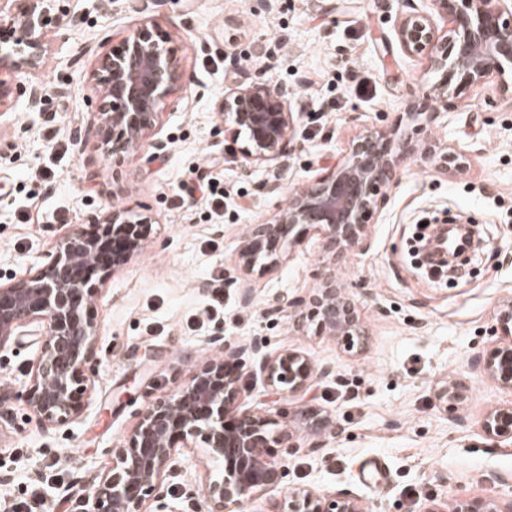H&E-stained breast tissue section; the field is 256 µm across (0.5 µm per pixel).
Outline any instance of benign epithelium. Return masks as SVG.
Instances as JSON below:
<instances>
[{"mask_svg": "<svg viewBox=\"0 0 512 512\" xmlns=\"http://www.w3.org/2000/svg\"><path fill=\"white\" fill-rule=\"evenodd\" d=\"M15 11L0 13V75L36 73L49 50L48 0H12ZM449 18L438 36L433 19L424 13L404 15L397 39L410 55H424L438 79L430 89L437 102L459 99L488 79H499L512 91V0H431ZM168 35L151 21L140 23L119 48L101 54L91 72L95 89L93 121L100 147L116 158L137 152L154 134L170 96L182 85L185 73L165 46ZM32 112L43 111L45 91L38 81L17 87ZM292 91L272 87L238 72L234 87L221 106L224 131L239 145L243 158L265 165L274 178L265 183L273 193L281 188L280 174L288 168ZM400 124L369 128L349 140L336 167L311 185H298L273 217L253 225L238 246L237 265L245 274L276 270L284 261L283 246L315 229L326 239L318 287L310 300L318 327L337 337L354 353L363 352L367 332L355 311L354 293L341 283L337 259L364 249L369 221L386 201L398 173L419 155L448 173L463 172L468 160L435 140L415 141L399 134ZM92 229L72 227L53 252L34 271L0 284V346L21 336L27 327L42 337L32 384L26 401L48 428L77 416L78 392L88 389L94 368L89 366L97 329L85 313L91 296L86 272L98 267L104 274L139 255L149 239L153 215L114 207L91 218ZM112 251V260L104 259ZM493 331L512 337V298L494 308ZM221 355L199 364L189 381L174 394L157 400L140 413L126 443L113 451L112 469L74 500L71 512H146V496L162 487L179 448L202 443L221 475L209 482V512H245L255 493L277 488L281 467L267 456L275 445L293 446L296 432L278 424L258 408L241 403L239 376L228 366L244 365L259 352L253 344L232 345L214 336ZM480 371L512 391V342L498 344L480 355ZM260 370L270 393L303 395L327 368H316L297 352L262 357ZM438 398L453 414L466 398L462 385L451 382ZM296 415L312 436L335 430L329 418L300 401ZM485 436L512 442V406L495 408L482 421ZM282 512H367L357 498L332 496L312 489L288 494ZM453 512H512V499L455 502Z\"/></svg>", "mask_w": 512, "mask_h": 512, "instance_id": "obj_1", "label": "benign epithelium"}]
</instances>
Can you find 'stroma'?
<instances>
[{"label":"stroma","mask_w":512,"mask_h":512,"mask_svg":"<svg viewBox=\"0 0 512 512\" xmlns=\"http://www.w3.org/2000/svg\"><path fill=\"white\" fill-rule=\"evenodd\" d=\"M38 79L43 112L16 102L0 119V283L19 278L51 252L72 226L115 206L149 209L157 219L139 256L116 269L87 304L96 323L92 386L76 419L45 429L25 394L38 357L36 336L0 348V512L41 482L46 512H70L74 499L112 468L145 406L173 393L195 365L219 355L215 332L263 353L293 351L332 371L308 392L311 405L335 419L319 448L297 441L270 454L285 476L259 493L251 512H279L286 492H344L369 512H428L459 498H512V443L485 437L488 411L512 405V392L475 368L477 355L500 343L493 309L512 297V94L489 80L441 108L429 98V59L405 53L400 18L431 12L438 32L446 14L430 0H63ZM171 37L188 81L164 110L154 155L115 162L99 148L88 77L100 54L118 47L143 19ZM262 73L296 94L293 148L279 194L267 193L269 169L248 163L224 136L219 105L231 67ZM404 112H432V136L465 151L466 172L449 175L410 161L371 219L370 245L348 257L340 281L355 290L368 331L362 355L346 352L315 323L296 329L290 303L317 285L324 239L308 233L288 245L285 263L248 277L243 303L232 279L235 250L251 225L265 221L291 188L315 181L344 157L358 131L392 124ZM152 163H144V156ZM206 174L224 190L222 217L205 200L178 205L183 182ZM466 213L484 225L490 244L471 271L452 283L419 276L408 242L426 215ZM224 275V315L202 323L214 276ZM451 382L467 387L456 416L438 400ZM244 401L275 420L296 397L263 403L258 359L240 372ZM382 472L362 478L364 462ZM218 469L203 448H185L166 476L162 500L148 512H206L204 486Z\"/></svg>","instance_id":"1"}]
</instances>
